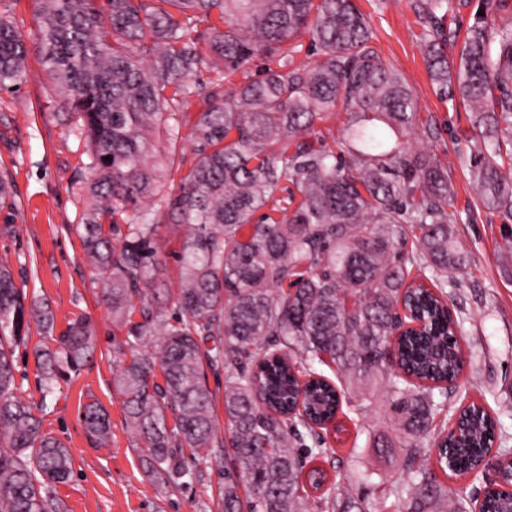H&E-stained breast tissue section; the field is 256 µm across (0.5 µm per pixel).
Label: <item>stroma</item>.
Returning a JSON list of instances; mask_svg holds the SVG:
<instances>
[{"label": "stroma", "mask_w": 512, "mask_h": 512, "mask_svg": "<svg viewBox=\"0 0 512 512\" xmlns=\"http://www.w3.org/2000/svg\"><path fill=\"white\" fill-rule=\"evenodd\" d=\"M417 2L354 0L375 33V48L415 95L420 126L403 138V145L435 154L448 169L454 237L468 258L464 272L448 285L467 363L433 426L448 427L460 407L476 402L498 414L505 445L512 448V219L487 211L478 201L467 159L469 106L448 99L433 84ZM486 2L452 0L445 20L449 61H456L468 26ZM0 15L22 32L29 49L26 81L15 91H0V177L12 189L0 208V262L12 269L18 287L49 306L56 331L88 317L99 339L95 360L58 380L50 393L33 358L34 347L47 343V335L31 327L28 342L15 350L17 395L40 418L43 432L72 455L69 478L55 488L62 512H221L223 463L185 457L190 477L170 484L148 475L141 463L138 436L126 424L113 386L114 375L130 360L125 331L101 298L77 231L87 213L82 190L86 145L70 133L67 117L58 114L57 96L43 75L35 0H0ZM386 396L382 386L347 394L335 429L324 433L334 450L325 468L346 491L381 502L383 512H406L405 503L388 494L406 472L405 449L385 411ZM95 400L112 421V438L104 448L90 443L80 418L82 405ZM380 438L392 439L394 448L380 453L374 446Z\"/></svg>", "instance_id": "obj_1"}]
</instances>
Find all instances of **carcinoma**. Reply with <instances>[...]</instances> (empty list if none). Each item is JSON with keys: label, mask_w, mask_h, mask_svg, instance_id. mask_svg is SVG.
<instances>
[{"label": "carcinoma", "mask_w": 512, "mask_h": 512, "mask_svg": "<svg viewBox=\"0 0 512 512\" xmlns=\"http://www.w3.org/2000/svg\"><path fill=\"white\" fill-rule=\"evenodd\" d=\"M35 3L44 73L59 109L73 118L70 131L87 146L90 206L81 238L126 328L132 360L113 384L146 468L176 482L189 475L184 449L196 459L224 456L223 512H311V501L323 512H380L339 493L314 462L332 453L316 424L336 417V391L362 395L384 380L409 448L408 481L392 483L389 494L409 502L407 512H467V501L430 468L434 454L446 477L467 475L500 425L473 401L461 410L460 437L432 430L435 395L448 394L464 366L461 322L445 298L448 273L464 271L467 256L447 209V169L391 139L412 131L414 94L372 45L353 0ZM450 5L419 6L431 78L470 106L469 166L482 206L512 217V26L496 25L487 11L475 17L451 67ZM202 24L201 39L194 32ZM306 34L315 59L297 65ZM27 56L24 35L0 15L1 90L24 80ZM257 56L277 67L221 95L224 75ZM191 95L199 104L192 120L182 107ZM339 103L345 121L336 153L313 135ZM187 124L197 162L166 192V143ZM284 179L297 193L278 198ZM147 196L156 205L138 208ZM160 224L191 228L178 251L175 292L161 289ZM408 227L418 230V247L404 253ZM162 291L177 311L174 323L158 305ZM401 304L421 328L399 336L393 373L384 353ZM33 320L54 331L52 313L1 263L0 512H59L54 489L72 471L68 448L42 431L15 393L14 347L26 342ZM155 336L159 348L150 352ZM54 341L52 349L34 348L48 393L92 362L99 346L88 318ZM326 358L340 383L316 371ZM204 359L224 369L228 438L218 433ZM81 419L93 445L108 443L112 422L101 404L86 403ZM488 506L512 512V495L491 492Z\"/></svg>", "instance_id": "1"}]
</instances>
